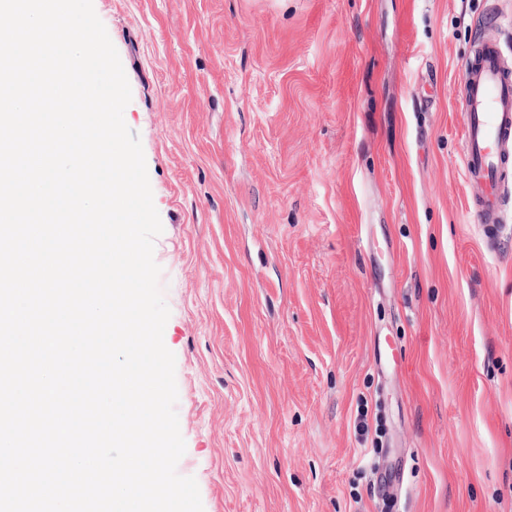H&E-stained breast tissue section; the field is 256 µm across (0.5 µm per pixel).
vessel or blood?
<instances>
[{
	"mask_svg": "<svg viewBox=\"0 0 512 512\" xmlns=\"http://www.w3.org/2000/svg\"><path fill=\"white\" fill-rule=\"evenodd\" d=\"M462 80L464 163L468 177L482 187L469 212L474 223L486 226L500 221L503 181L512 164V67L502 45L478 44L463 65Z\"/></svg>",
	"mask_w": 512,
	"mask_h": 512,
	"instance_id": "b4317fda",
	"label": "vessel or blood"
}]
</instances>
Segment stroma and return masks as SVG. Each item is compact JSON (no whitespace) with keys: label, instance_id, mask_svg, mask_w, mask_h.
Returning a JSON list of instances; mask_svg holds the SVG:
<instances>
[{"label":"stroma","instance_id":"stroma-1","mask_svg":"<svg viewBox=\"0 0 512 512\" xmlns=\"http://www.w3.org/2000/svg\"><path fill=\"white\" fill-rule=\"evenodd\" d=\"M204 512H512V201L459 104L512 0H93Z\"/></svg>","mask_w":512,"mask_h":512}]
</instances>
